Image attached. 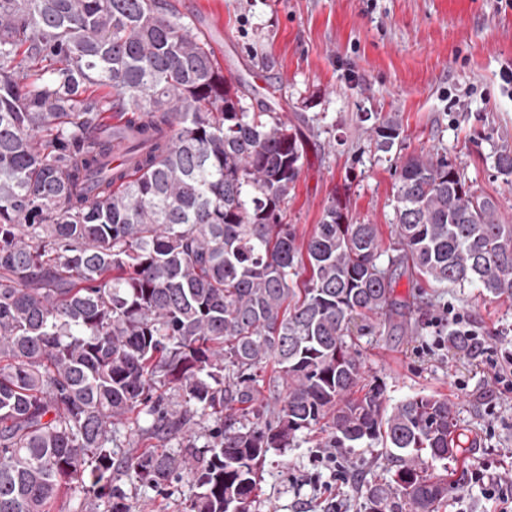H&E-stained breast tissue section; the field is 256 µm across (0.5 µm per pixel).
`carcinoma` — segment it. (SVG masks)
I'll return each mask as SVG.
<instances>
[{"label": "carcinoma", "mask_w": 512, "mask_h": 512, "mask_svg": "<svg viewBox=\"0 0 512 512\" xmlns=\"http://www.w3.org/2000/svg\"><path fill=\"white\" fill-rule=\"evenodd\" d=\"M261 107L156 0H0V512H50L75 484L90 512H130L114 474L156 490L191 474L189 512H248L268 452L323 420L324 447L381 442L399 463L365 512H437L448 496L428 469L454 456L452 406L357 395L348 339L392 318L402 267L512 297V220L422 150L394 163L389 249L338 199L301 240L282 211L302 134ZM369 120L391 152L398 115ZM494 167L512 177V151ZM270 362L266 417L255 375ZM141 407L140 435L161 441L214 425L201 450L120 456L117 425Z\"/></svg>", "instance_id": "carcinoma-1"}]
</instances>
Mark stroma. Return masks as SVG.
Masks as SVG:
<instances>
[{
	"mask_svg": "<svg viewBox=\"0 0 512 512\" xmlns=\"http://www.w3.org/2000/svg\"><path fill=\"white\" fill-rule=\"evenodd\" d=\"M190 30L222 27L216 59L246 106L270 100L303 133L300 175L284 220L308 237L325 206L340 199L354 220L378 225L391 243L394 176L377 151L365 112H394L403 154L435 149L495 197L512 217V183L494 154L512 149V0H166ZM276 86L275 99L267 89ZM403 318L355 337L366 384L390 402L415 395L450 401L461 441L448 462L439 512H490L470 480L489 460L512 483V393L502 394L485 357L448 340L450 313L501 353L512 349V299L476 288L415 286L400 278ZM321 433L299 434L287 452L260 467L250 512H364L366 493L391 487L396 466L381 446L337 450L346 470L335 479L319 460ZM131 512H187L200 487L187 475L156 491L122 481Z\"/></svg>",
	"mask_w": 512,
	"mask_h": 512,
	"instance_id": "1",
	"label": "stroma"
}]
</instances>
